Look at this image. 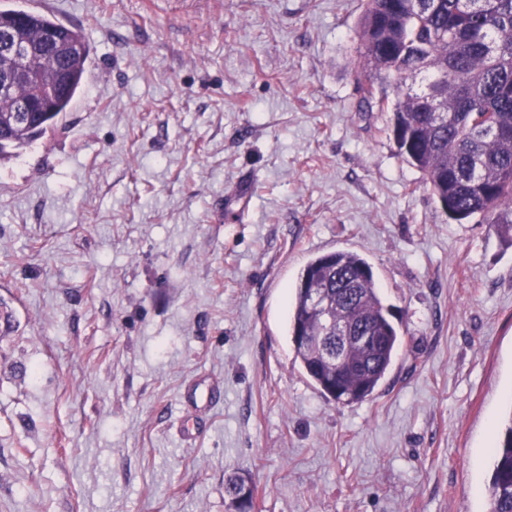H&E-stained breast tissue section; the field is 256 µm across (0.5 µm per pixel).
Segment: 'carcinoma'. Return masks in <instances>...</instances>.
I'll list each match as a JSON object with an SVG mask.
<instances>
[{
	"label": "carcinoma",
	"instance_id": "carcinoma-1",
	"mask_svg": "<svg viewBox=\"0 0 512 512\" xmlns=\"http://www.w3.org/2000/svg\"><path fill=\"white\" fill-rule=\"evenodd\" d=\"M24 50L40 82L0 73V164L17 158L66 115L86 84L88 54L78 30L20 9H0V36ZM359 112L391 113L396 153L422 174L448 217L484 224L512 216V0H366L357 30ZM351 336L349 364L324 360L294 336H334L313 306L312 289ZM393 314L371 265L334 251L311 259L289 305L295 361L338 402L373 396L400 346ZM487 512H512V411L493 448ZM234 512H248L257 486L230 476Z\"/></svg>",
	"mask_w": 512,
	"mask_h": 512
}]
</instances>
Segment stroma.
<instances>
[{
	"label": "stroma",
	"mask_w": 512,
	"mask_h": 512,
	"mask_svg": "<svg viewBox=\"0 0 512 512\" xmlns=\"http://www.w3.org/2000/svg\"><path fill=\"white\" fill-rule=\"evenodd\" d=\"M363 0H52L87 88L0 167V512H486L512 235L448 220L359 112ZM251 177L248 213L217 201ZM372 266L401 344L327 400L287 300ZM257 490L254 483L240 476H230L224 483V492L229 500V506L236 512H249L248 510L253 508L245 509L244 503L247 501L252 505L256 499Z\"/></svg>",
	"instance_id": "obj_1"
}]
</instances>
